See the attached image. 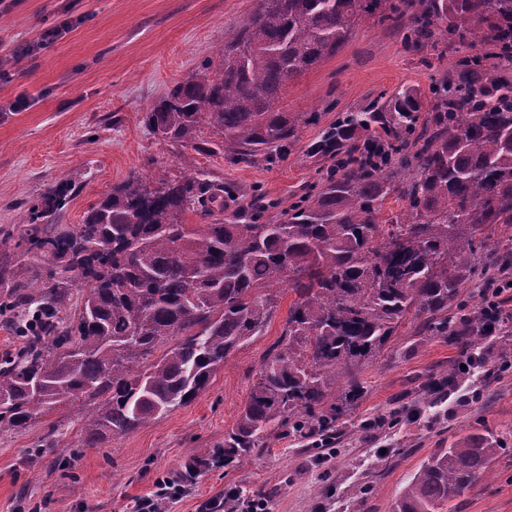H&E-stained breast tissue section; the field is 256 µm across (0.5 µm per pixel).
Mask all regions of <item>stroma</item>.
<instances>
[{
	"label": "stroma",
	"instance_id": "stroma-1",
	"mask_svg": "<svg viewBox=\"0 0 512 512\" xmlns=\"http://www.w3.org/2000/svg\"><path fill=\"white\" fill-rule=\"evenodd\" d=\"M257 0H6L0 7V247H14L26 216L24 201L60 180L78 188L61 221L81 223L90 205L129 176L178 177L187 148L159 139L142 122L168 87L216 55L225 38L250 17ZM73 28L36 49L42 31L64 19ZM30 55H18L24 45ZM459 57L441 43L418 52L403 48L398 32L372 16L335 54L289 82L283 103L316 112L302 126L288 158L248 167L220 156H195L213 179L236 184L288 207L325 174L327 160L308 154L311 143L345 111L406 86L430 96L433 82ZM25 99V108L12 104ZM296 295L281 289L263 335L231 355L211 385L174 409L94 448L83 447L73 412L58 408L22 433L0 432V512H135L154 496L158 480L180 478L188 462L197 472L168 512H199L229 490L257 495L270 512H347L363 496L361 512H392L407 478L438 449L478 433L504 449L492 479L454 500L453 512H512V372L483 379L465 375L443 399L424 405L431 376L465 359L447 336H422L408 318L361 373L355 405L338 414L329 448L283 427L248 462L225 466L206 456L223 446L246 404L256 369L279 339ZM398 414L396 426L385 425ZM52 447H42L45 435Z\"/></svg>",
	"mask_w": 512,
	"mask_h": 512
}]
</instances>
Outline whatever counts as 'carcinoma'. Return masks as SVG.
<instances>
[{"label": "carcinoma", "mask_w": 512, "mask_h": 512, "mask_svg": "<svg viewBox=\"0 0 512 512\" xmlns=\"http://www.w3.org/2000/svg\"><path fill=\"white\" fill-rule=\"evenodd\" d=\"M406 47L442 38L480 47L434 82L344 112L310 152L332 161L286 209L189 162L151 184L104 192L80 224H61L73 193L57 183L28 207L17 251L0 250V317L22 337L0 358V431L67 406L83 446L190 404L230 355L261 335L280 283L296 294L280 339L224 434V464L290 425L327 443L335 399L354 405L365 360L409 318L449 330L463 288L491 287L512 266V81L487 65L512 58V0H257L242 28L143 115L159 138L246 166L288 156L316 112L282 106L286 85L335 53L363 16ZM405 203L385 217L387 199ZM201 223L188 224V215ZM499 230L502 248L480 238ZM83 301L67 314L73 289ZM166 350L147 362L158 346ZM500 448L480 434L424 461L393 512H439L492 474Z\"/></svg>", "instance_id": "1"}]
</instances>
